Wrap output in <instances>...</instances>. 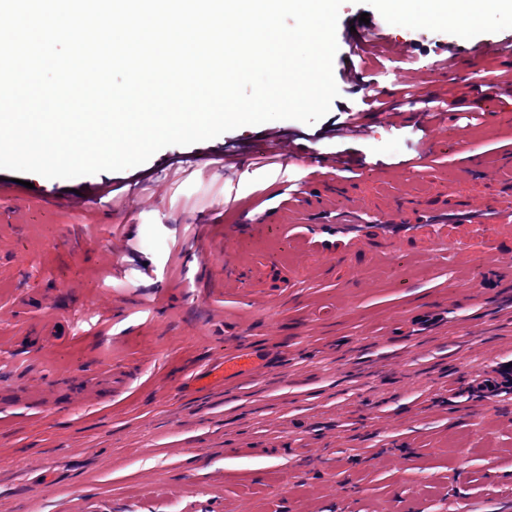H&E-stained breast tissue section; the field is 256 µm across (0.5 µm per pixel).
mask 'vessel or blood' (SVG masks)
<instances>
[{
  "label": "vessel or blood",
  "instance_id": "vessel-or-blood-1",
  "mask_svg": "<svg viewBox=\"0 0 512 512\" xmlns=\"http://www.w3.org/2000/svg\"><path fill=\"white\" fill-rule=\"evenodd\" d=\"M270 140L282 156L308 154L295 133L277 132ZM486 179V166L480 163L466 170L469 191L447 193L433 187L428 196L410 194L382 211L372 209L356 193L308 188L289 196L276 224L301 257L329 263L334 269L364 257L385 261L398 252L421 256L444 250L450 261L478 264L485 287L512 301V286L499 276L504 263L512 260V188L486 192ZM447 315L446 308L437 307L408 318L407 323L419 335L428 336ZM221 367L228 379L268 375L262 358L243 347L225 355Z\"/></svg>",
  "mask_w": 512,
  "mask_h": 512
}]
</instances>
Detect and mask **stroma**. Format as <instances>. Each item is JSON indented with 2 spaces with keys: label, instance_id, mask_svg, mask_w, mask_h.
<instances>
[{
  "label": "stroma",
  "instance_id": "obj_1",
  "mask_svg": "<svg viewBox=\"0 0 512 512\" xmlns=\"http://www.w3.org/2000/svg\"><path fill=\"white\" fill-rule=\"evenodd\" d=\"M411 18L414 0H344L333 72L339 89L314 125L284 121L334 166L327 178L386 205L469 156L496 162L512 138L487 132L512 97L451 112L432 166L413 124L366 113L363 138L331 131L364 95L391 93L409 119L449 95V71L482 83L501 64L461 57L512 38L507 0H447ZM368 21H361V14ZM381 45L350 55L355 34ZM408 45L401 58L387 44ZM424 84L407 104L399 88ZM269 124L168 146L117 172L48 179L0 170V512H504L512 504V391L477 407L472 381L512 361V306L479 286L480 268L445 258L363 262L352 280L311 273L290 251L248 246L249 282L225 284L245 220L280 210L309 181L277 158L222 169L225 144L271 152ZM142 185L123 205L59 206L90 184ZM448 308L435 334L395 353L407 315ZM54 340L24 354L23 327ZM237 336L271 376L225 383L214 366ZM68 373L58 396L49 381Z\"/></svg>",
  "mask_w": 512,
  "mask_h": 512
}]
</instances>
